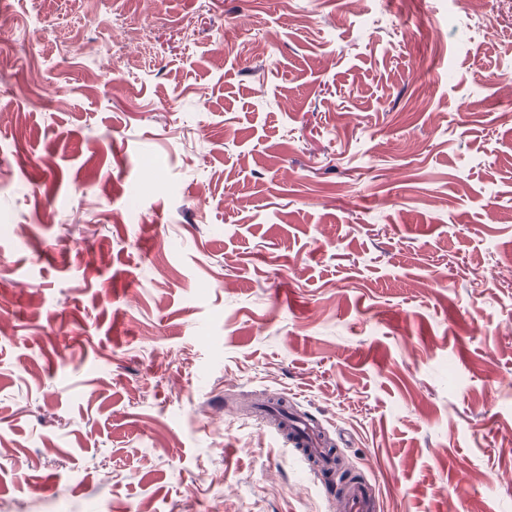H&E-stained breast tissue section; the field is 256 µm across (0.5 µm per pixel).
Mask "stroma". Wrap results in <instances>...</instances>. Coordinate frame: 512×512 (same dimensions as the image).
Listing matches in <instances>:
<instances>
[{
  "label": "stroma",
  "mask_w": 512,
  "mask_h": 512,
  "mask_svg": "<svg viewBox=\"0 0 512 512\" xmlns=\"http://www.w3.org/2000/svg\"><path fill=\"white\" fill-rule=\"evenodd\" d=\"M0 17L8 512H334L280 396L376 512H512V0Z\"/></svg>",
  "instance_id": "obj_1"
}]
</instances>
